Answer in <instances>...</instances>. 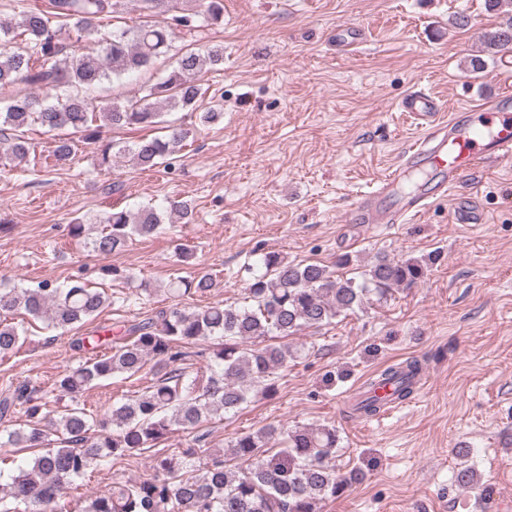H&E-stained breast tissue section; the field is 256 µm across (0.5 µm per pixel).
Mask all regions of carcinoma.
<instances>
[{"label": "carcinoma", "mask_w": 512, "mask_h": 512, "mask_svg": "<svg viewBox=\"0 0 512 512\" xmlns=\"http://www.w3.org/2000/svg\"><path fill=\"white\" fill-rule=\"evenodd\" d=\"M126 0H50L40 9L27 0H4L12 15L0 22V164L25 158L30 146L24 129L40 125L54 134L48 157L57 165L71 161L83 144L98 166L121 154L136 167L152 169L181 151L190 130L168 127L163 138L142 139L114 151L105 130L153 127L165 123L161 109L197 113L202 124L224 118L215 105L198 111L207 89L201 76L224 64V49L186 50L175 68L142 83L139 95L103 100L91 95L102 81L150 70L178 33L224 22L223 0H196L197 9L180 13L178 0H137L143 20L118 25ZM160 15L168 16L163 21ZM76 38V44L69 39ZM496 52L512 50V15L485 35ZM68 130L79 141L61 137ZM88 245L108 256L134 236L150 237L164 223V211L151 205L134 210L111 208ZM433 258L380 256L363 281L342 279L319 263H294L267 251L248 267L251 274L241 304L192 305L211 293L212 275L200 271L179 277L167 292L175 304L125 328L111 340L109 354L87 358L60 376L56 390L73 401L60 412L51 400L27 385L0 398V417L16 408L28 420L7 434L0 447L34 450L27 467L0 480V512H63L65 490L93 466L154 448L173 428L196 430L217 416L234 414L258 395L277 393L278 370L297 351L271 343L299 330L331 323L342 311L361 307L369 296L381 301L391 290L426 275ZM109 300L83 277L64 285L39 281L0 289V355L20 347L26 330L7 320L23 314L54 330L80 329ZM211 340L203 375L184 368L190 348ZM153 362L155 380L139 395L112 405L96 419L76 402L85 389L116 377L137 375ZM421 365L412 360L382 370L376 381L394 382L401 400L410 398ZM282 448L271 453L269 449ZM333 428L297 427L287 434L274 425L240 433L231 459L247 464L234 470L221 452L208 448L173 451L154 458L153 475L141 481H115L83 501L80 512H320L321 504L345 493L360 480L354 471L339 475L331 462Z\"/></svg>", "instance_id": "cac0c4a2"}]
</instances>
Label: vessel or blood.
<instances>
[{"label": "vessel or blood", "mask_w": 512, "mask_h": 512, "mask_svg": "<svg viewBox=\"0 0 512 512\" xmlns=\"http://www.w3.org/2000/svg\"><path fill=\"white\" fill-rule=\"evenodd\" d=\"M399 107L414 120L420 133L407 142L398 166L354 197L346 212L347 223H409L448 197L454 200V223H483L475 199L453 197L452 191L464 174L512 160V92L482 97L470 110L446 115L436 99L420 89L409 92ZM415 170L433 174V185L400 193L401 183Z\"/></svg>", "instance_id": "obj_1"}]
</instances>
